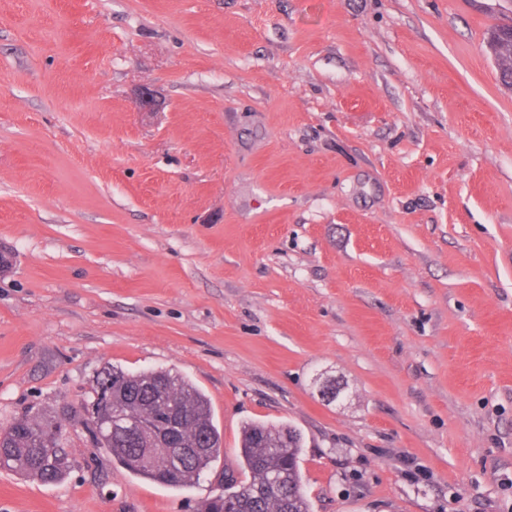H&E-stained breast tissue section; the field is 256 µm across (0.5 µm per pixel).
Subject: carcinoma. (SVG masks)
<instances>
[{"label": "carcinoma", "instance_id": "cac0c4a2", "mask_svg": "<svg viewBox=\"0 0 512 512\" xmlns=\"http://www.w3.org/2000/svg\"><path fill=\"white\" fill-rule=\"evenodd\" d=\"M488 49L498 61L499 79L512 87V35L494 30ZM110 392L112 400L98 410L112 418V431L95 437L112 459L132 474L177 488L200 479L211 464L210 450L221 446L208 398L181 374L172 370L136 373L112 367L101 372L93 391ZM183 418L170 438H160L139 424L157 417ZM57 423L37 412L15 419L3 430L0 468L33 477L46 484L62 479L72 466L67 452L50 459L46 437ZM302 433L294 426L246 422L239 448L241 473L224 470V483L237 489L224 494V503L207 500L203 512H311L303 489L300 461Z\"/></svg>", "mask_w": 512, "mask_h": 512}]
</instances>
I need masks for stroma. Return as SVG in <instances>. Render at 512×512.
<instances>
[{"instance_id":"obj_1","label":"stroma","mask_w":512,"mask_h":512,"mask_svg":"<svg viewBox=\"0 0 512 512\" xmlns=\"http://www.w3.org/2000/svg\"><path fill=\"white\" fill-rule=\"evenodd\" d=\"M503 24L512 0H0V427L57 416L74 463L0 470V512H200L251 420L301 431L311 512H512ZM111 366L206 394L210 473L94 447ZM499 30H501L500 27L490 34L488 49L498 61L500 81L512 87V35L500 36Z\"/></svg>"}]
</instances>
